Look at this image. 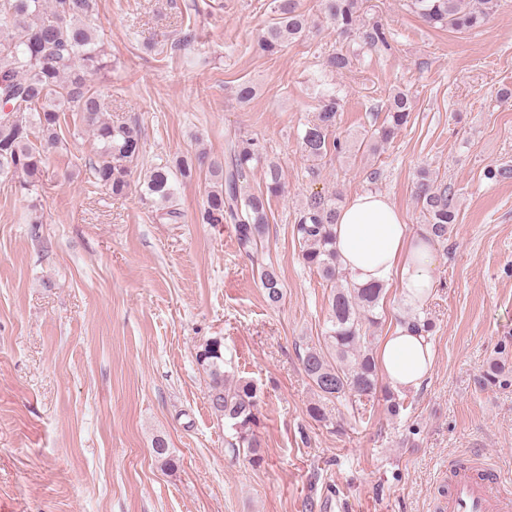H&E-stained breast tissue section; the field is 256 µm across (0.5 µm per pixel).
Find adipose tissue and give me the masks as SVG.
<instances>
[{
  "label": "adipose tissue",
  "mask_w": 512,
  "mask_h": 512,
  "mask_svg": "<svg viewBox=\"0 0 512 512\" xmlns=\"http://www.w3.org/2000/svg\"><path fill=\"white\" fill-rule=\"evenodd\" d=\"M336 249L357 286L395 285L408 308H420L437 285L434 242L426 230L410 231L401 212L379 193L354 196L336 222ZM433 351L406 327L386 336L378 364L396 391L421 387L430 376Z\"/></svg>",
  "instance_id": "1"
}]
</instances>
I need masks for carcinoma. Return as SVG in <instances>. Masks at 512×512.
Here are the masks:
<instances>
[{
    "instance_id": "carcinoma-1",
    "label": "carcinoma",
    "mask_w": 512,
    "mask_h": 512,
    "mask_svg": "<svg viewBox=\"0 0 512 512\" xmlns=\"http://www.w3.org/2000/svg\"><path fill=\"white\" fill-rule=\"evenodd\" d=\"M95 5L96 0H0V178L16 181L26 194L37 190L48 173L50 154L63 144L61 115L66 107L80 113L99 144L97 159L89 162L93 183L114 196L131 189L132 165L143 152L141 133L135 122L105 117L106 97L95 89V82L108 70L109 61L100 43ZM321 6L326 22L356 44L351 52L338 50L325 56L323 69L342 71L362 53L371 55L391 48L390 33L384 26L361 16L360 0H322ZM407 6L430 27L473 30L497 11L500 0H407ZM271 10L273 22L257 39L258 49L270 55L307 35L311 28L299 0H271ZM342 103L343 96L336 89L321 91L318 115L301 136V148L308 158L320 161L351 150L347 141L334 136ZM384 108L383 123L370 129L365 142L373 151L407 125L412 103L400 91L388 97ZM267 157L262 139L236 135L226 141L222 159L201 150L153 167L141 185V199L164 202L160 218L177 224L182 217L173 203L178 179L190 180L207 171L212 190L201 212L202 223L233 226L239 252L256 265L267 301L277 304L283 298L282 283L276 269L264 263L263 242L269 229V197L284 193L286 184L280 166ZM259 165L264 169L265 190L249 192L248 177ZM485 177L494 182L512 180V164L491 166ZM415 199L434 241L447 243L448 225L455 223L457 216L448 184L423 169L417 177ZM339 202L336 192L310 195L298 209L292 227L303 264L330 284L323 342L306 346L300 354L302 369L317 396L308 415L326 427L333 420L325 405L334 400L362 406L381 399L393 417L403 407L394 392L379 383L374 337L368 333L379 324L377 309L384 288L356 286L336 252L334 224ZM398 324L432 339L433 322L418 312ZM196 360L208 377L209 408L230 431L228 445L247 450L250 461L261 463V444L255 434L257 387L226 370L220 337L205 339L198 346ZM480 384L507 385L505 366L490 362Z\"/></svg>"
}]
</instances>
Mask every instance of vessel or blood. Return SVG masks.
Returning a JSON list of instances; mask_svg holds the SVG:
<instances>
[{"instance_id":"1","label":"vessel or blood","mask_w":512,"mask_h":512,"mask_svg":"<svg viewBox=\"0 0 512 512\" xmlns=\"http://www.w3.org/2000/svg\"><path fill=\"white\" fill-rule=\"evenodd\" d=\"M512 476L481 460L449 463L446 512H512V494L504 489Z\"/></svg>"}]
</instances>
